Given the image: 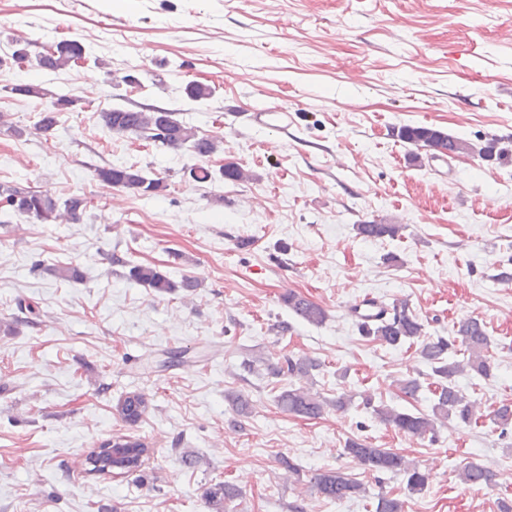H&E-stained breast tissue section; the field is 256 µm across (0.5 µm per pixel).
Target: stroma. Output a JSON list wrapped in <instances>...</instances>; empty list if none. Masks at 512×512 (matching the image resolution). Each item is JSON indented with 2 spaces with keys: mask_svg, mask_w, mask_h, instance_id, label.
I'll return each mask as SVG.
<instances>
[{
  "mask_svg": "<svg viewBox=\"0 0 512 512\" xmlns=\"http://www.w3.org/2000/svg\"><path fill=\"white\" fill-rule=\"evenodd\" d=\"M17 39L28 62L11 60ZM65 39L85 45V60L35 65ZM17 83L78 105L44 137L34 125L48 102L9 93ZM194 83L213 96L190 98ZM112 107L173 111L224 149L199 158L111 134L98 114ZM275 107L284 123L259 121ZM0 115V184L90 202L76 224L0 210V512H209L203 493L224 480L241 492L238 512H375L381 493L406 498V512L512 504V433L491 421L512 403V0H0ZM401 125L495 137L507 154L443 161L424 150L415 164L391 134ZM228 162L249 180L189 175ZM120 164L164 178L166 191L96 178ZM379 219L401 235L358 236L357 224ZM129 261L200 286L156 294L127 278ZM70 263L82 281L53 275ZM291 291L326 321L298 319L282 301ZM366 297L407 299L430 337L464 318L484 323L494 374L458 380L477 424L415 440L356 401L304 420L277 407L283 381L243 371L256 354L307 356L322 363L308 384L327 398L369 393L429 411L417 345L360 335L350 308ZM409 374L423 384L414 399L396 384ZM230 391L249 394L251 414L232 409ZM130 392L148 404L134 425L115 411ZM363 436L429 472L428 488L407 496L403 477L345 454ZM123 439L149 445L140 467L91 472L88 453ZM472 461L494 471L491 486L464 488ZM325 470L365 495L325 500L311 484Z\"/></svg>",
  "mask_w": 512,
  "mask_h": 512,
  "instance_id": "obj_1",
  "label": "stroma"
}]
</instances>
